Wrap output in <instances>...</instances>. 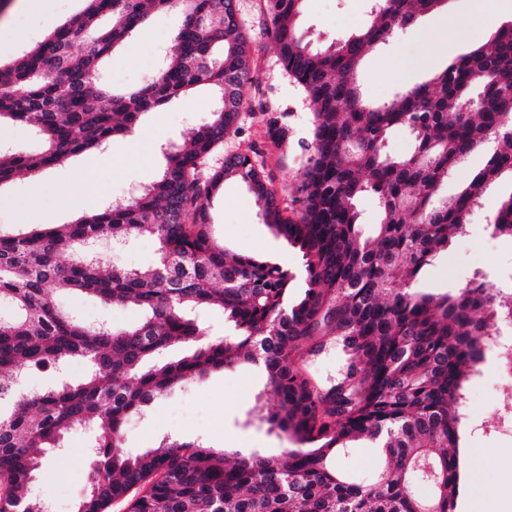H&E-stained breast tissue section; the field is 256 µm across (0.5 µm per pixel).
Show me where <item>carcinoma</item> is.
Here are the masks:
<instances>
[{
	"label": "carcinoma",
	"instance_id": "cac0c4a2",
	"mask_svg": "<svg viewBox=\"0 0 512 512\" xmlns=\"http://www.w3.org/2000/svg\"><path fill=\"white\" fill-rule=\"evenodd\" d=\"M306 0H264L285 70L314 106V134L300 207L286 216L250 157L237 153L204 174L236 126L254 57L234 0H86L85 10L40 45L0 66V123L30 126L40 152H0V185L38 175L69 156L104 150L133 133L141 115L199 86L218 92L210 122L164 151L161 176L118 206L59 228L0 233V512H44L31 494L45 460L70 432L93 428L87 487L75 512H454L466 386L489 351L492 328L512 302V275H482L453 294L412 288L420 271L465 233L470 212L503 174H512V24L479 47L380 104L358 84L366 53L444 6L445 0H373L370 17L325 49L306 40ZM182 23L169 53L141 85L121 92L102 81L103 61L123 46L151 10ZM112 17V26L98 19ZM413 148L388 151L392 131ZM495 149L457 193L440 195L448 172L479 146ZM235 177L255 197L264 224L299 248L296 275L257 256L229 254L213 239L209 202ZM375 196L382 219L359 229L358 200ZM512 238V193L490 220ZM141 234L158 243L147 268L104 267L87 246L121 244ZM62 291L109 305L132 303L143 319L125 329L89 324L60 309ZM215 306L233 333L209 338L189 313ZM184 355L144 368L171 346ZM334 351L336 375L320 379L316 358ZM80 358L78 384L19 388L23 367ZM244 359L262 366L275 402L254 411L291 439L282 457L224 455L164 438L137 454L120 450L126 422L173 387ZM359 439L383 464L369 483L350 479L337 458ZM431 487L428 497L417 484Z\"/></svg>",
	"mask_w": 512,
	"mask_h": 512
}]
</instances>
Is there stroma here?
Returning a JSON list of instances; mask_svg holds the SVG:
<instances>
[{
  "label": "stroma",
  "mask_w": 512,
  "mask_h": 512,
  "mask_svg": "<svg viewBox=\"0 0 512 512\" xmlns=\"http://www.w3.org/2000/svg\"><path fill=\"white\" fill-rule=\"evenodd\" d=\"M368 0H307L300 26L313 46L325 47L349 36L367 17ZM472 0H448L445 14L425 17L416 27L390 37L365 58L358 80L364 96L383 102L403 89L425 80L448 61L485 44L492 27L463 22ZM85 7L84 0H43L36 12L13 14L9 26L24 32L21 42L8 41L0 32V63L44 41ZM242 24L255 58V72L244 93L235 131L210 157L207 166H221L226 156L248 154L261 176L275 191L285 214L298 206L304 182L307 153L312 138L313 106L284 70L268 33V20L261 0H237ZM180 25L174 11H154L134 33L128 45L105 66V78L114 87L130 88L144 82L172 45ZM216 101L212 90L198 88L179 97L170 106L142 114L140 146L117 138L107 151H87L45 170L38 176L17 175L0 186V229L18 231L33 226L52 227L73 223L79 214L127 201L133 187L156 179L163 162V149L182 141L190 129L208 123ZM288 127V139L278 143L267 133L269 119ZM96 180L106 194L90 200L82 195L86 181ZM512 194V177L502 176L485 192L482 204L469 217L465 234L452 240L447 251L416 278L420 291L437 296L451 294L473 279L512 274V239L494 236L489 222L500 199ZM216 241L230 252L254 255L301 271L298 249L275 237L264 224L247 185L225 180L210 204ZM97 251L103 260L127 268H140L157 260L154 238L139 236L121 248L102 240ZM58 306L79 314L91 324L107 323L121 329L136 324L140 311L133 306H109L94 297L63 293ZM266 375L260 366L241 362L210 372L205 377L178 386L155 399L143 417L125 428V452L139 453L157 447L163 437L195 442L233 460L253 454L275 456L288 447L285 434L258 423L251 411L263 392ZM466 415L469 430L456 450L459 485L455 512H467V492H475L480 504H495L499 512L512 507V435L498 431L501 386L494 374L473 378L467 387ZM90 432L70 434L62 448L49 454L39 472L34 493L50 504L53 512H72L88 476L87 450ZM477 456H470V449Z\"/></svg>",
  "instance_id": "stroma-1"
}]
</instances>
